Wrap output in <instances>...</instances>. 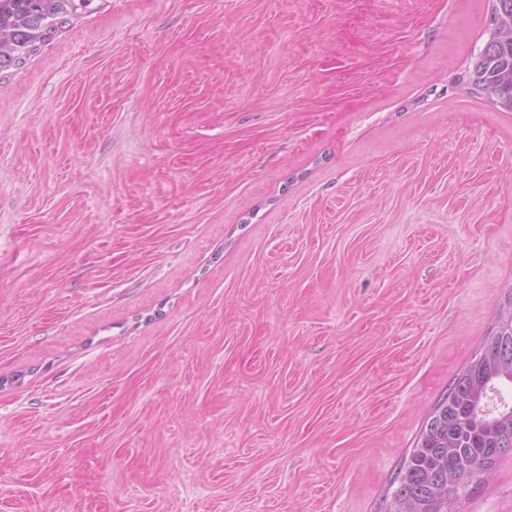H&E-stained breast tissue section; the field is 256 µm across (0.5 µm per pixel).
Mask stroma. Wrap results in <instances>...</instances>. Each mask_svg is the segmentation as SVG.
<instances>
[{"label":"stroma","instance_id":"1","mask_svg":"<svg viewBox=\"0 0 512 512\" xmlns=\"http://www.w3.org/2000/svg\"><path fill=\"white\" fill-rule=\"evenodd\" d=\"M490 12L94 0L0 74V512H383L512 306Z\"/></svg>","mask_w":512,"mask_h":512}]
</instances>
